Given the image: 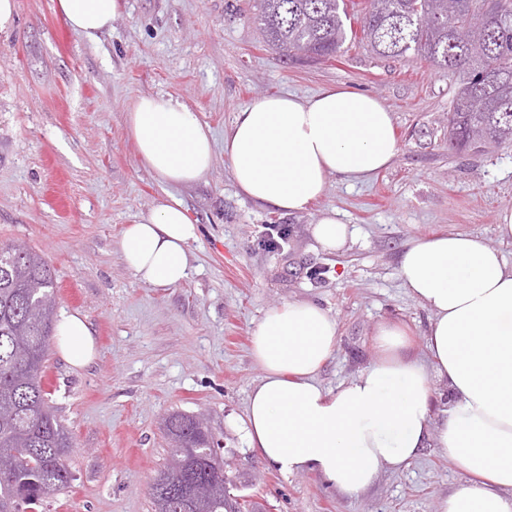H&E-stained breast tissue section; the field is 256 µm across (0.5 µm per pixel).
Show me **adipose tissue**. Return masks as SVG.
Listing matches in <instances>:
<instances>
[{"mask_svg":"<svg viewBox=\"0 0 512 512\" xmlns=\"http://www.w3.org/2000/svg\"><path fill=\"white\" fill-rule=\"evenodd\" d=\"M70 29L90 39L112 26L119 0H57ZM140 165L169 185L151 212L124 231L118 248L141 283L174 287L190 272L197 238L178 185L211 168L214 140L177 99L143 96L128 114ZM399 152L391 112L374 95L328 87L300 99L264 96L224 135L238 190L288 213L307 211L337 174L363 181ZM400 275L431 314L419 356L405 328L377 326V359L336 390L317 380L337 346L335 318L317 302L271 307L251 336L262 376L248 395L241 429L266 465L314 473L348 497L440 448L462 474L438 512H512V264L466 233L416 238ZM60 353L76 368L97 355L85 318L63 314Z\"/></svg>","mask_w":512,"mask_h":512,"instance_id":"ef3b65f1","label":"adipose tissue"}]
</instances>
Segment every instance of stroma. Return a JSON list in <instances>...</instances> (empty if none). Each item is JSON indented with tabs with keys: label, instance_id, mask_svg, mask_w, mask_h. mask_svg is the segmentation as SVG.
Listing matches in <instances>:
<instances>
[{
	"label": "stroma",
	"instance_id": "obj_1",
	"mask_svg": "<svg viewBox=\"0 0 512 512\" xmlns=\"http://www.w3.org/2000/svg\"><path fill=\"white\" fill-rule=\"evenodd\" d=\"M335 85L371 93L392 113L400 150L390 166L355 185L329 176L301 213L240 194L224 155L237 113L264 95ZM452 89L429 62L383 58L356 41L324 62L283 55L244 0H121L95 40L74 33L55 0H15L0 30V243L50 262L58 313L84 316L97 344L84 368L49 351V399L72 437L74 480L43 512H153L151 483L169 458L161 422L175 410L205 415L268 512H436L461 479L439 449L349 498L316 474L268 468L238 423L262 376L250 336L271 306L309 299L335 316L337 347L318 376L333 389L376 360L381 323L406 324L423 351L430 314L399 272L412 239L466 232L512 262V240L497 232L512 211V144L451 150ZM142 96L184 102L215 140L208 174L175 189L200 230L189 277L170 288L138 281L118 251L124 229L166 191L128 131ZM330 210L353 231L333 253L311 234ZM267 224L287 225L283 249L262 247Z\"/></svg>",
	"mask_w": 512,
	"mask_h": 512
}]
</instances>
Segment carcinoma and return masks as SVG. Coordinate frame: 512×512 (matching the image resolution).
Listing matches in <instances>:
<instances>
[{"mask_svg": "<svg viewBox=\"0 0 512 512\" xmlns=\"http://www.w3.org/2000/svg\"><path fill=\"white\" fill-rule=\"evenodd\" d=\"M267 45L311 61L333 59L352 39L347 0H253ZM362 41L376 55L409 54L448 71L456 91L448 145L484 152L512 143V0H369ZM55 273L40 254L0 245V512H37L70 486L69 431L49 405L45 364L55 332ZM202 418L172 411L163 420L181 473L152 493L154 512L204 499L206 512H261L238 485L221 486L213 436Z\"/></svg>", "mask_w": 512, "mask_h": 512, "instance_id": "carcinoma-1", "label": "carcinoma"}]
</instances>
